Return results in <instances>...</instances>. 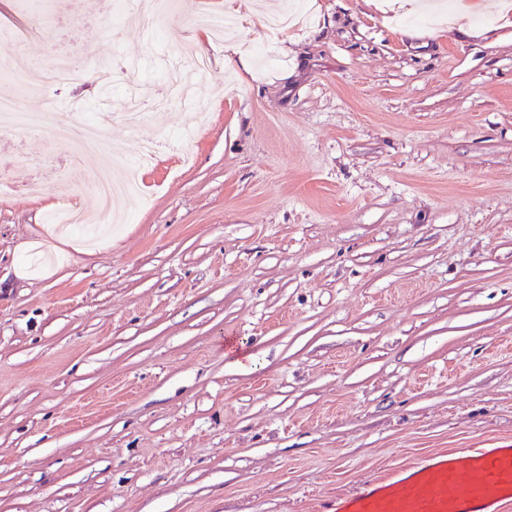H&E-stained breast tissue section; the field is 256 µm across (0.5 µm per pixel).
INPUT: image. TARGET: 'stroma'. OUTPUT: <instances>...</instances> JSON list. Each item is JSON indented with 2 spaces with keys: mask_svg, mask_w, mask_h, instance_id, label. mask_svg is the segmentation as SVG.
Wrapping results in <instances>:
<instances>
[{
  "mask_svg": "<svg viewBox=\"0 0 512 512\" xmlns=\"http://www.w3.org/2000/svg\"><path fill=\"white\" fill-rule=\"evenodd\" d=\"M134 3L0 0L13 68L131 66L47 89L52 123L81 106L128 160L122 96L212 60L203 121L148 109L146 132L195 136L91 252L48 215L93 210L101 156L0 133V512H336L422 457L512 445V9L255 0L243 72L198 23L224 0L151 29Z\"/></svg>",
  "mask_w": 512,
  "mask_h": 512,
  "instance_id": "stroma-1",
  "label": "stroma"
}]
</instances>
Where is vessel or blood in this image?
<instances>
[{
    "instance_id": "1",
    "label": "vessel or blood",
    "mask_w": 512,
    "mask_h": 512,
    "mask_svg": "<svg viewBox=\"0 0 512 512\" xmlns=\"http://www.w3.org/2000/svg\"><path fill=\"white\" fill-rule=\"evenodd\" d=\"M512 499V448L429 456L385 484L368 485L336 512H501Z\"/></svg>"
}]
</instances>
